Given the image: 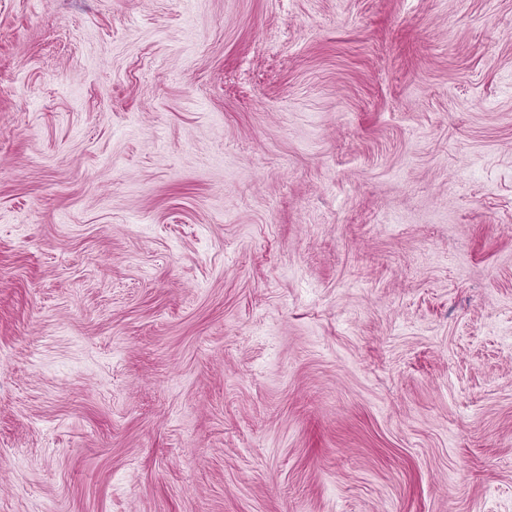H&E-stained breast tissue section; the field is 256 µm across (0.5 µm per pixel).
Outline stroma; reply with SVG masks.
<instances>
[{
    "label": "stroma",
    "instance_id": "obj_1",
    "mask_svg": "<svg viewBox=\"0 0 512 512\" xmlns=\"http://www.w3.org/2000/svg\"><path fill=\"white\" fill-rule=\"evenodd\" d=\"M0 512H512V0H0Z\"/></svg>",
    "mask_w": 512,
    "mask_h": 512
}]
</instances>
